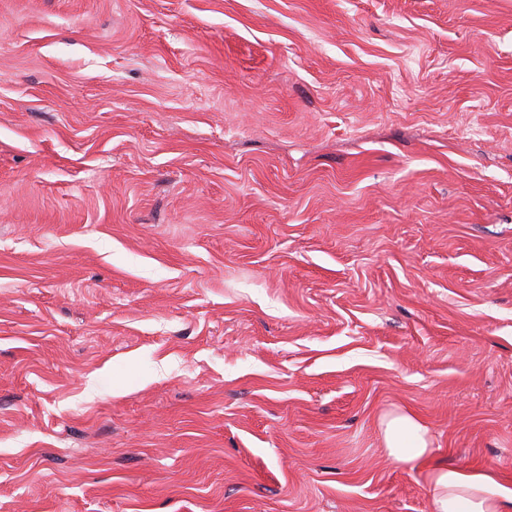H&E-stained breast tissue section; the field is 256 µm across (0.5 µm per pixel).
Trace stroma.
Wrapping results in <instances>:
<instances>
[{
	"label": "stroma",
	"instance_id": "stroma-1",
	"mask_svg": "<svg viewBox=\"0 0 512 512\" xmlns=\"http://www.w3.org/2000/svg\"><path fill=\"white\" fill-rule=\"evenodd\" d=\"M440 462L512 490V0H0V512H428ZM381 433L388 457L396 463L409 464L430 452L429 430L414 416L400 412L384 416Z\"/></svg>",
	"mask_w": 512,
	"mask_h": 512
}]
</instances>
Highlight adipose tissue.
I'll use <instances>...</instances> for the list:
<instances>
[{"instance_id": "1", "label": "adipose tissue", "mask_w": 512, "mask_h": 512, "mask_svg": "<svg viewBox=\"0 0 512 512\" xmlns=\"http://www.w3.org/2000/svg\"><path fill=\"white\" fill-rule=\"evenodd\" d=\"M388 457L409 464L427 456L431 436L414 416L400 412L381 420ZM428 512H512V492H504L492 470L465 471L439 464L429 475Z\"/></svg>"}]
</instances>
